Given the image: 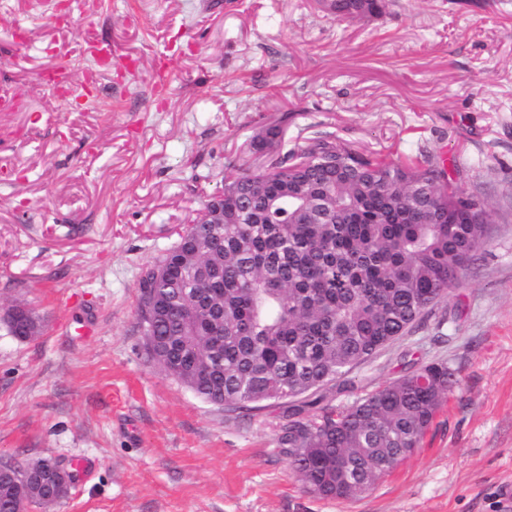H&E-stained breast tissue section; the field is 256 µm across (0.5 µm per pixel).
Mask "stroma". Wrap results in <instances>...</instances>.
<instances>
[{"instance_id": "35a3bbf8", "label": "stroma", "mask_w": 512, "mask_h": 512, "mask_svg": "<svg viewBox=\"0 0 512 512\" xmlns=\"http://www.w3.org/2000/svg\"><path fill=\"white\" fill-rule=\"evenodd\" d=\"M0 0V463L63 457L29 512H512V0ZM283 122L365 153L427 152L493 209L465 285L323 389L344 407L420 365L459 380L422 448L352 500L307 492L277 439L288 401L198 398L137 326L143 269L253 137ZM329 12L338 20L362 18L373 14L372 4L376 0H332ZM16 305V304H15ZM34 314H32V311L30 310V308H28L27 306L25 305H16L14 306L7 314V319H10L12 320L13 322H18V321H25V318H29L28 319V327H27V332H28V335H25L23 334L21 331H23V328L21 325H16V326H8V331L9 333L16 337L17 339L19 340H22V341H26V340H31V339H34L38 336H31L34 332L36 331H40L42 326L41 324L39 323L40 320L37 316L34 315V317L39 321H37L34 317H33Z\"/></svg>"}]
</instances>
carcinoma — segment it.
<instances>
[{
  "label": "carcinoma",
  "mask_w": 512,
  "mask_h": 512,
  "mask_svg": "<svg viewBox=\"0 0 512 512\" xmlns=\"http://www.w3.org/2000/svg\"><path fill=\"white\" fill-rule=\"evenodd\" d=\"M373 2L329 12L362 18ZM297 154L282 143L263 171L226 176L224 223L189 225L157 260L165 274L138 281L148 355L207 402L261 409L326 387L462 287L486 246L487 200L427 158L389 161L326 132ZM457 384L432 363L345 408L293 404L278 444L310 493L355 498L422 447ZM31 464L0 463V512L62 501L48 474L6 483Z\"/></svg>",
  "instance_id": "carcinoma-1"
}]
</instances>
